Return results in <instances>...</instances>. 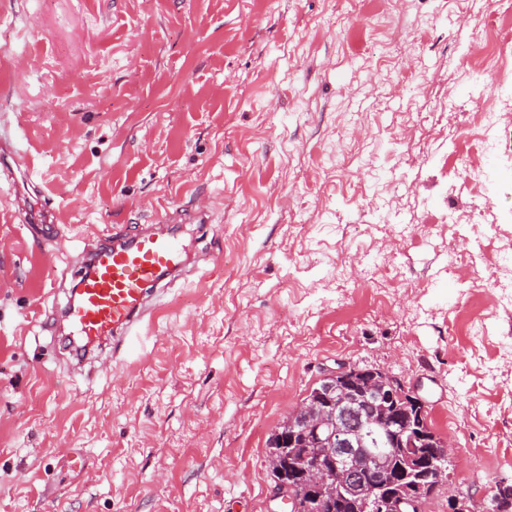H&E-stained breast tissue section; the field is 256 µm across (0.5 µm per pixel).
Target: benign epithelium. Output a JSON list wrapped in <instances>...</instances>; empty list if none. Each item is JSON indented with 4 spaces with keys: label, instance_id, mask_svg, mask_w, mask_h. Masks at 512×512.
Listing matches in <instances>:
<instances>
[{
    "label": "benign epithelium",
    "instance_id": "benign-epithelium-1",
    "mask_svg": "<svg viewBox=\"0 0 512 512\" xmlns=\"http://www.w3.org/2000/svg\"><path fill=\"white\" fill-rule=\"evenodd\" d=\"M431 431L425 403L417 392L381 368L341 364L322 378L276 431L283 447L300 448L294 487L316 501L338 492L355 503L356 512H409L420 486L412 478L453 458L450 441L435 435L438 451L421 443ZM401 451L408 466L386 474L373 446ZM487 505L458 498L451 512H486Z\"/></svg>",
    "mask_w": 512,
    "mask_h": 512
}]
</instances>
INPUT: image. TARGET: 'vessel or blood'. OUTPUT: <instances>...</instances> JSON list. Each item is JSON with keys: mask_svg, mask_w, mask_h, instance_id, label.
Masks as SVG:
<instances>
[{"mask_svg": "<svg viewBox=\"0 0 512 512\" xmlns=\"http://www.w3.org/2000/svg\"><path fill=\"white\" fill-rule=\"evenodd\" d=\"M111 238L91 255L65 316L84 344L107 337L117 350L136 334L161 284L182 269L185 246L149 226Z\"/></svg>", "mask_w": 512, "mask_h": 512, "instance_id": "vessel-or-blood-1", "label": "vessel or blood"}]
</instances>
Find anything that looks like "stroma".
<instances>
[{
  "label": "stroma",
  "instance_id": "35a3bbf8",
  "mask_svg": "<svg viewBox=\"0 0 512 512\" xmlns=\"http://www.w3.org/2000/svg\"><path fill=\"white\" fill-rule=\"evenodd\" d=\"M493 14L512 32L497 0H0V167L30 176L0 181V512H290L267 440L340 362L453 443L426 512L512 483L460 480L512 457V270L484 297L448 270L512 244V143L465 169ZM146 224L191 271L77 367L42 323Z\"/></svg>",
  "mask_w": 512,
  "mask_h": 512
}]
</instances>
